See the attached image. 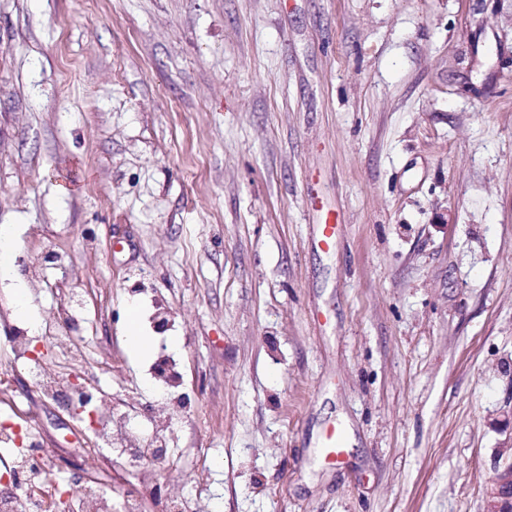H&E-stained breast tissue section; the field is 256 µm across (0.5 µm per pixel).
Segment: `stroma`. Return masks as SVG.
I'll return each instance as SVG.
<instances>
[{
  "mask_svg": "<svg viewBox=\"0 0 512 512\" xmlns=\"http://www.w3.org/2000/svg\"><path fill=\"white\" fill-rule=\"evenodd\" d=\"M1 224L0 366L29 326L163 436L143 512H482L512 454V0H0ZM5 401L69 512L75 469L114 512L145 480L25 372ZM15 253V234L11 224L0 225V276L6 274ZM345 448V440L342 431L331 425L325 432L322 446V456L325 461L338 462Z\"/></svg>",
  "mask_w": 512,
  "mask_h": 512,
  "instance_id": "1",
  "label": "stroma"
}]
</instances>
